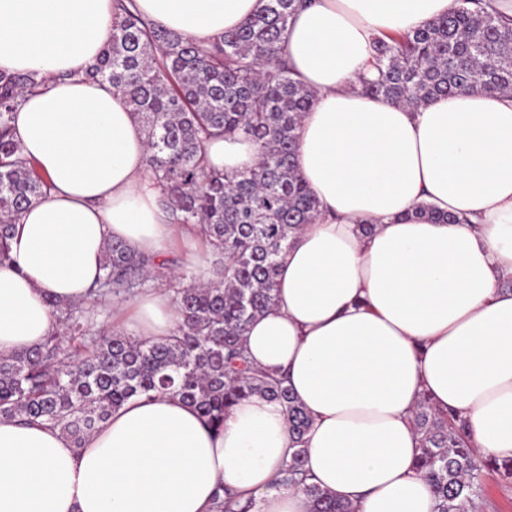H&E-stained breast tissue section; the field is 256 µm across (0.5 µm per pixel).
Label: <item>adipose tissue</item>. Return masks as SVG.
Segmentation results:
<instances>
[{
	"label": "adipose tissue",
	"instance_id": "adipose-tissue-1",
	"mask_svg": "<svg viewBox=\"0 0 512 512\" xmlns=\"http://www.w3.org/2000/svg\"><path fill=\"white\" fill-rule=\"evenodd\" d=\"M264 0H133L145 20L207 45ZM457 0H313L285 51L316 95L297 129L300 177L320 203L279 257L274 305L248 326L254 366L284 374L311 418L304 468L356 512H434L416 466L422 398L455 410L481 455L512 458V97L462 92L418 110L362 92L375 38ZM112 31V0H0V70L42 79L14 115L46 196L13 226L0 263V356L41 343L50 300L89 302L112 240L153 256L180 241L208 280L212 254L158 203L145 137L122 95L88 81ZM209 165L259 160L249 139L205 144ZM460 216L439 224L421 206ZM373 225L372 233L361 230ZM120 331L171 335V294L117 302ZM294 451L284 408L260 395L221 430L158 393L114 410L83 448L59 429L0 421V512H214L217 485L253 512H311L273 478Z\"/></svg>",
	"mask_w": 512,
	"mask_h": 512
}]
</instances>
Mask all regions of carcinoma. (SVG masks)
Returning <instances> with one entry per match:
<instances>
[{
    "mask_svg": "<svg viewBox=\"0 0 512 512\" xmlns=\"http://www.w3.org/2000/svg\"><path fill=\"white\" fill-rule=\"evenodd\" d=\"M306 2L268 0L204 48L113 0L110 39L85 79L107 82L124 97L175 223L198 229L218 259L201 283L175 260L159 264L121 241L108 243L91 306L50 301L56 329L39 345L0 357V420L43 421L80 448L135 397L170 393L218 430L230 407L263 395L284 407L296 446L281 466L282 481L308 495L312 512H354L309 482L304 444L311 419L285 379L254 367L242 343L247 326L274 304L279 254L319 212L295 162L296 129L315 96L281 58L291 18ZM457 2L410 33L377 39L374 77L362 79V90L413 110L464 90L512 97V23L492 0ZM38 85L31 75L0 72V262L9 259L19 214L45 197L46 179L20 157L11 127L23 94ZM223 136L251 139L258 163L238 172L208 165L205 143ZM151 286L168 290L176 304L170 336L153 341L94 329L100 300L131 299ZM413 424L416 465L433 488L437 512H468L486 469L512 477V459L478 454L458 414L424 398ZM234 504L218 486L216 512H234Z\"/></svg>",
    "mask_w": 512,
    "mask_h": 512,
    "instance_id": "carcinoma-1",
    "label": "carcinoma"
}]
</instances>
